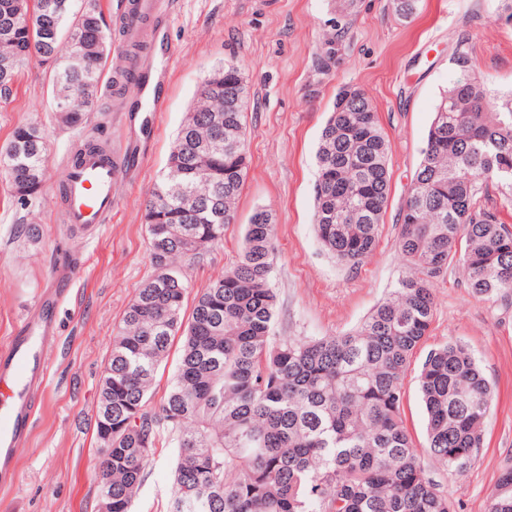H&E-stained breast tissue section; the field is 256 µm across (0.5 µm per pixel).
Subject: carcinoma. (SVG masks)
Listing matches in <instances>:
<instances>
[{"mask_svg": "<svg viewBox=\"0 0 512 512\" xmlns=\"http://www.w3.org/2000/svg\"><path fill=\"white\" fill-rule=\"evenodd\" d=\"M420 0H391L413 18ZM111 33L100 0H0V96L24 66L51 61L59 121L78 128L98 97ZM444 90L421 161L399 212L407 271L354 329L341 336L274 335L276 218L257 208L237 263L209 280L185 316L181 267L224 241L248 175L249 89L234 59L202 84L149 191L144 223L154 275L124 311L98 387L97 500L131 512L151 456L164 438L177 455L169 512H455L421 457L465 472L483 448L494 392L467 344L429 349L418 381L427 415L417 447L404 422V377L434 316L433 283L460 266L470 293L512 288V226L482 203L500 188L512 206V93L469 75ZM389 143L364 90L339 91L322 129L313 224L322 250L350 271L373 255L389 199ZM44 136L13 131L0 164L15 196L42 184ZM180 337L167 392L150 407L154 379ZM489 512H512V466L500 473Z\"/></svg>", "mask_w": 512, "mask_h": 512, "instance_id": "carcinoma-1", "label": "carcinoma"}]
</instances>
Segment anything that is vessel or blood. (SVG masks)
Masks as SVG:
<instances>
[{"instance_id": "obj_1", "label": "vessel or blood", "mask_w": 512, "mask_h": 512, "mask_svg": "<svg viewBox=\"0 0 512 512\" xmlns=\"http://www.w3.org/2000/svg\"><path fill=\"white\" fill-rule=\"evenodd\" d=\"M118 53L112 70V88L133 83L136 111L156 115L163 106V91L156 75L164 67L158 58L168 30L169 13L164 0H120L115 15ZM132 151L106 148L70 160L62 223L88 229L109 223L115 207V186L121 174L133 167ZM79 258L59 263L53 270V286L39 298L15 330L6 351L0 353V480L14 482L17 450L31 431L36 415L32 397L48 371L46 341L56 334L55 313L68 293Z\"/></svg>"}]
</instances>
